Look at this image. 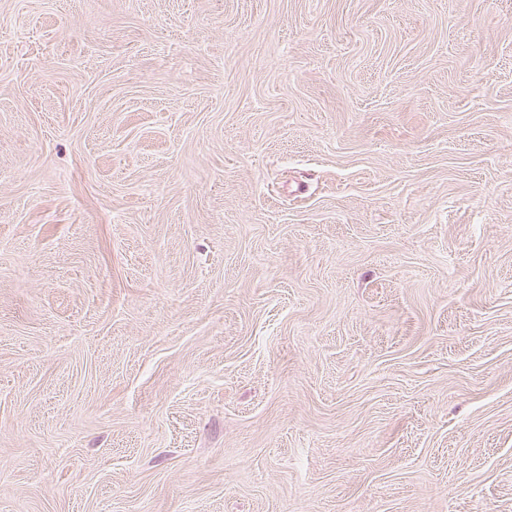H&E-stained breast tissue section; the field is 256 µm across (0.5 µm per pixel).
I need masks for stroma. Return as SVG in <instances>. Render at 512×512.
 Wrapping results in <instances>:
<instances>
[{"label":"stroma","mask_w":512,"mask_h":512,"mask_svg":"<svg viewBox=\"0 0 512 512\" xmlns=\"http://www.w3.org/2000/svg\"><path fill=\"white\" fill-rule=\"evenodd\" d=\"M0 512H512V0H0Z\"/></svg>","instance_id":"1"}]
</instances>
